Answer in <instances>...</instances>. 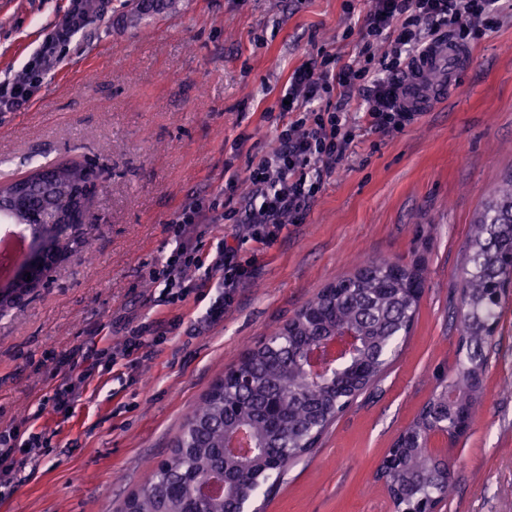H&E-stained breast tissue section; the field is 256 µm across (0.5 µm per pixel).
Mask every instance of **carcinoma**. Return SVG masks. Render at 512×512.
Listing matches in <instances>:
<instances>
[{"instance_id": "cac0c4a2", "label": "carcinoma", "mask_w": 512, "mask_h": 512, "mask_svg": "<svg viewBox=\"0 0 512 512\" xmlns=\"http://www.w3.org/2000/svg\"><path fill=\"white\" fill-rule=\"evenodd\" d=\"M0 183V194L14 196L10 214L20 224L41 206L40 175ZM60 196L72 194L83 181L82 165L62 162L50 169ZM53 223L36 230V245L60 251ZM471 268L461 284L460 316L463 358L445 388L456 399L440 417L421 410L408 430L415 433L405 447L391 452L386 464L387 487L403 509L419 501L441 502L452 492L451 474L441 475L445 462L428 448L431 435H452L463 422H473L482 397L487 367L484 345L491 341L501 309L512 289V175L486 203L471 231ZM423 271L389 260L364 263L348 276L333 279L281 328L248 349L224 372L198 403L176 438L169 455L152 468L147 481L128 499L125 512H235L236 504L214 498L197 504L190 482L226 468L239 490L259 493L280 477L288 463L308 452L317 438L349 403L354 392L367 389L385 371L399 343L412 328L424 288ZM355 331L360 347L350 363L330 369L315 381L302 363V353L323 336ZM244 431L247 448H231L228 438Z\"/></svg>"}]
</instances>
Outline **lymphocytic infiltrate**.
I'll list each match as a JSON object with an SVG mask.
<instances>
[{
  "instance_id": "lymphocytic-infiltrate-1",
  "label": "lymphocytic infiltrate",
  "mask_w": 512,
  "mask_h": 512,
  "mask_svg": "<svg viewBox=\"0 0 512 512\" xmlns=\"http://www.w3.org/2000/svg\"><path fill=\"white\" fill-rule=\"evenodd\" d=\"M84 14L85 0H72L68 23L27 62L25 77L0 85V109H16L29 102L33 78L42 76L46 61L59 43L72 37ZM499 17L500 0H372L360 32L359 63L341 61L323 50L294 69L273 150L246 173L228 170L227 186L247 189L244 207L231 211V218L251 240L270 243L286 218L307 211L325 177L335 173L345 158L356 137V127L344 108L352 95L362 94L361 110L372 129L401 130L413 118L397 102L413 62L434 41L447 38L449 29H456L463 40L473 27L493 28ZM220 219L213 202L194 201L179 207L170 223L174 246L149 272L172 305L203 289H217L204 313L210 322L223 317L235 288L254 270L253 258L243 257L238 245L227 239H215L209 252L200 251L196 232ZM38 442L37 433L18 423L0 430V482L11 480L15 450L37 447Z\"/></svg>"
}]
</instances>
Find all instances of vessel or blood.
I'll return each mask as SVG.
<instances>
[{
    "label": "vessel or blood",
    "instance_id": "1",
    "mask_svg": "<svg viewBox=\"0 0 512 512\" xmlns=\"http://www.w3.org/2000/svg\"><path fill=\"white\" fill-rule=\"evenodd\" d=\"M472 58V52L462 46H433L431 52L414 63L401 95L403 106L410 112L430 111L435 100L446 96L449 83L470 68Z\"/></svg>",
    "mask_w": 512,
    "mask_h": 512
}]
</instances>
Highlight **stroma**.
<instances>
[{"label":"stroma","instance_id":"stroma-1","mask_svg":"<svg viewBox=\"0 0 512 512\" xmlns=\"http://www.w3.org/2000/svg\"><path fill=\"white\" fill-rule=\"evenodd\" d=\"M468 43L469 73L398 132L357 136L310 209L256 254L219 322L209 301L157 302L149 271L171 249L180 204L224 201V165L272 150L289 74L315 49L358 62L370 0H96L61 43L31 101L0 110V182L39 165L91 164L107 188L82 245L24 303L0 313V427L31 418L47 445L17 452L0 512H119L166 457L186 417L244 351L334 277L373 259L419 262L427 281L400 357L290 463L265 512H395L378 471L458 361L460 276L470 224L512 174V0ZM70 0H0V82L23 75ZM152 322L165 343L137 369L99 359ZM484 353L479 414L466 436L429 446L455 485L439 512H512V297ZM92 375L69 408L40 410L69 360Z\"/></svg>","mask_w":512,"mask_h":512}]
</instances>
